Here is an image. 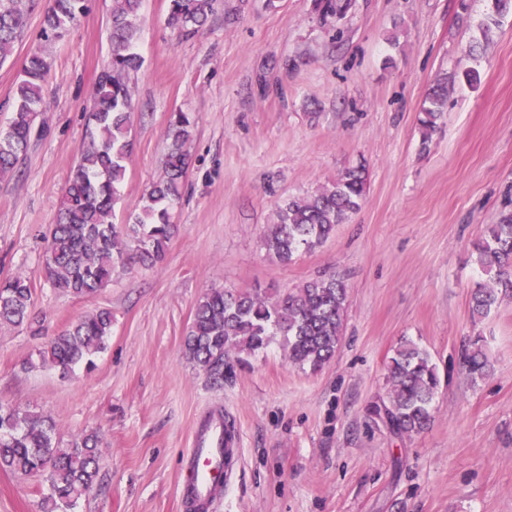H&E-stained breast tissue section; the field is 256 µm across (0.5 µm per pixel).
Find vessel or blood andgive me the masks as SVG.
<instances>
[{
	"mask_svg": "<svg viewBox=\"0 0 512 512\" xmlns=\"http://www.w3.org/2000/svg\"><path fill=\"white\" fill-rule=\"evenodd\" d=\"M240 446V430L230 414L201 420L184 458L182 497L188 512H211L217 496L230 489L241 464Z\"/></svg>",
	"mask_w": 512,
	"mask_h": 512,
	"instance_id": "obj_1",
	"label": "vessel or blood"
}]
</instances>
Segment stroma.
Wrapping results in <instances>:
<instances>
[{"mask_svg": "<svg viewBox=\"0 0 512 512\" xmlns=\"http://www.w3.org/2000/svg\"><path fill=\"white\" fill-rule=\"evenodd\" d=\"M111 0H92L61 39L30 15L0 65V127L24 58L50 63L41 131L0 178V279L34 285L41 335L0 326V401L50 415L62 440L101 439L100 492L77 512H185L177 489L199 420L228 407L244 461L215 512H512V298L482 321L469 300L481 273L474 241L512 208V16L480 54L468 48L488 0H351L343 17L319 0H217L183 38L169 0H143L132 75L133 149L114 223L138 213L162 177L172 113L195 120L178 236L156 268H117L90 298L42 274L71 168L87 140L96 77L110 54ZM463 67L429 143L418 116L435 79ZM365 163L360 209L321 246L288 265L263 246L285 198ZM338 273L349 288L343 341L319 371L290 364L280 341L232 353L210 387L185 356L197 301L212 288L288 291ZM112 312L93 368L65 373L37 352L68 323ZM482 336L492 374L472 383L466 346ZM424 347L441 387L417 436L390 432L372 407L401 340ZM42 487L0 471V512H38Z\"/></svg>", "mask_w": 512, "mask_h": 512, "instance_id": "1", "label": "stroma"}]
</instances>
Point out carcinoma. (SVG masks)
<instances>
[{
	"label": "carcinoma",
	"mask_w": 512,
	"mask_h": 512,
	"mask_svg": "<svg viewBox=\"0 0 512 512\" xmlns=\"http://www.w3.org/2000/svg\"><path fill=\"white\" fill-rule=\"evenodd\" d=\"M87 2L49 0L42 15V36H63L88 10ZM490 2L491 11L479 26L483 43L492 40L501 19L512 13V0ZM34 5L35 0H0V63L12 53ZM141 8L142 0H112L111 53L94 83L89 139L70 171L57 223L46 238V280L76 297L91 296L106 287L119 266L154 267L179 232L172 211L182 196L188 169L186 145L194 133V121L185 112L174 113L169 121L164 176L149 188L142 212L126 224L112 222L131 154L129 79L142 64L135 51ZM214 10L215 0H169L168 25L189 38ZM48 73L49 64L41 53L27 57L14 90L11 120L7 129L0 130L1 176L13 171L36 132V120L46 108L42 91ZM460 80L472 86L479 72L468 68L434 82L419 119L422 143H428L439 128L449 87ZM367 184L368 170L360 163L330 185L284 200L265 233L268 255L287 265L300 252L320 246L337 225L347 223L360 209ZM474 251L486 276L470 295L471 315L480 320L512 297V211L486 226ZM33 293L32 283L21 274L1 282L0 325L25 323L38 333L39 321L31 316ZM347 308V284L335 273L309 280L274 300L257 292L211 288L195 306L185 354L211 384L221 386L229 352L264 350L279 336L289 362L318 371L340 345ZM111 335L112 312L98 310L72 322L40 348L39 361L65 373L79 364L90 369L93 357L106 348ZM465 362L472 382L489 375L491 366L481 337L470 341ZM387 384L386 396L374 406V413L386 415L394 434L423 433L432 421L440 386L427 350L412 341L401 342L388 362ZM99 448L95 432L75 435L64 445L49 415L16 403H0V469L48 484L41 512H76L80 500L101 488Z\"/></svg>",
	"instance_id": "carcinoma-1"
}]
</instances>
